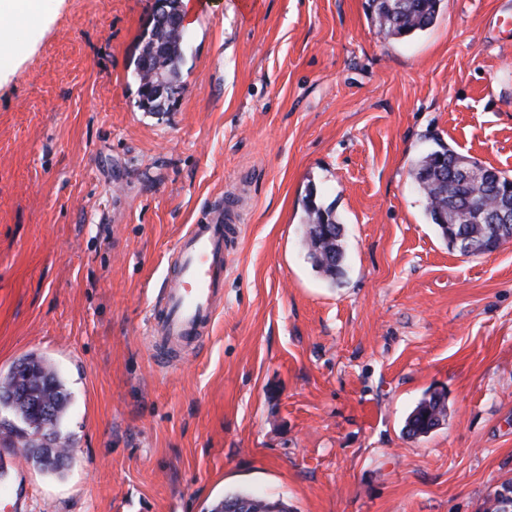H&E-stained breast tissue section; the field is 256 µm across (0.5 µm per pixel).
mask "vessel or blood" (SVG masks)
Listing matches in <instances>:
<instances>
[{
    "instance_id": "1",
    "label": "vessel or blood",
    "mask_w": 512,
    "mask_h": 512,
    "mask_svg": "<svg viewBox=\"0 0 512 512\" xmlns=\"http://www.w3.org/2000/svg\"><path fill=\"white\" fill-rule=\"evenodd\" d=\"M231 254L220 210L205 223L190 225L179 240L164 288L150 309L149 333L159 363L168 361L170 344L208 334L224 297ZM26 497L22 482L0 481V500L11 512H23Z\"/></svg>"
}]
</instances>
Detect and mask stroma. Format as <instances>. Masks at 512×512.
Wrapping results in <instances>:
<instances>
[{
    "label": "stroma",
    "instance_id": "stroma-1",
    "mask_svg": "<svg viewBox=\"0 0 512 512\" xmlns=\"http://www.w3.org/2000/svg\"><path fill=\"white\" fill-rule=\"evenodd\" d=\"M181 89L137 105L155 0H41L0 51V382L49 361L72 461H23L28 512H487L512 486V242L464 256L413 171L446 145L512 176V0L380 33L368 0H201ZM345 228L341 276L304 200ZM234 247L172 365L149 309L188 225ZM443 425L409 437L417 403ZM306 214L305 245L312 266L325 276L335 278L342 273L345 252L342 245L343 224L339 221L332 206L323 207L308 195L304 204ZM326 223H321V222ZM317 224H335L332 238H322L317 232ZM447 403L445 396L433 393L423 398L406 418L404 430L409 437L428 434L435 427V419H445ZM239 497H248L254 501L252 505V512H263V510H266L272 505H278L280 507L279 512H288V507L280 500H271V499H263V498H257L253 497L246 493H232L224 496V499H222L212 510L211 512H227L225 511L226 506L228 503L234 499H238ZM242 503H230L228 505L229 511L233 512H245L241 511ZM224 509V510H223Z\"/></svg>",
    "mask_w": 512,
    "mask_h": 512
}]
</instances>
